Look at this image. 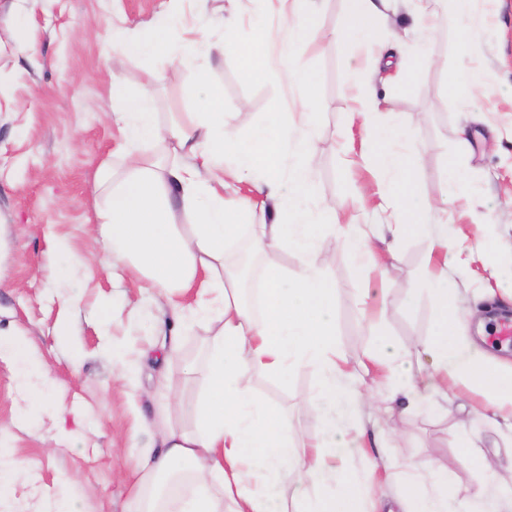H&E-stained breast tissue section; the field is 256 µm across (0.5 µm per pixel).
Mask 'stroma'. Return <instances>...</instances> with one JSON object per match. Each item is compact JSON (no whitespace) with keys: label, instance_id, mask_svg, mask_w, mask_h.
<instances>
[{"label":"stroma","instance_id":"35a3bbf8","mask_svg":"<svg viewBox=\"0 0 512 512\" xmlns=\"http://www.w3.org/2000/svg\"><path fill=\"white\" fill-rule=\"evenodd\" d=\"M227 0H0V32L23 25L26 42L0 41V76L11 85L0 98V342L25 336L46 362L55 380L45 387L27 424L23 371L9 357L0 358V427L12 431L10 455L25 463L31 480L17 485L16 501L36 512L43 491L78 500L83 512H127L131 487L126 477L137 464L131 443L146 444L147 423L155 416L154 385L162 364L156 355L144 360L135 388L112 382L109 337L132 339L136 347L154 343L156 307L145 306L140 277L114 281L104 270L100 248L89 231L101 203L94 190L104 162L120 165V135L104 115L112 111L108 86L119 79L123 91L154 90L160 123L172 113L199 109L198 71L167 68L155 83V59L122 55L110 32L121 26L148 40L156 26L197 25L207 37L225 31L219 22ZM278 0H236L239 16L233 41L252 45L267 36L283 39ZM438 27L427 44L433 65L415 68L420 33L407 0H399L390 17L405 34L397 58L413 77L408 86L376 85L382 118L405 121L410 138L405 152L416 161L417 189L431 202L443 200L449 165L468 175L458 200L448 204V221L457 230L448 263V281L460 308L470 310L468 328L489 323L488 352L512 363V348L501 349L496 331L512 318V301L501 298L500 260L512 256V0H478L471 23L482 46L481 66L487 91L477 99L448 96L446 86L459 69L457 32L449 0H430ZM345 0H320L318 20L325 37L313 49L293 55L296 66L314 73L318 98L314 108L319 130L314 184L319 203L356 214L359 235L375 259L390 257L387 274L358 269L332 235L319 241L317 255L329 258L325 274L335 290L336 342L352 367H359L374 344L362 311L371 300L367 289L385 291L388 313L384 329L406 344L427 335L433 309L419 272L430 250L423 238L394 239L388 214L380 209L376 177L358 165L365 132L352 117V87L370 74L369 60L334 40L345 23ZM243 60L235 51L211 59L208 80L219 88L224 110L239 138L280 112H292L301 91L288 73L273 65L261 78L244 79ZM471 139L467 156L457 152V137ZM64 250H56L55 242ZM65 287H55L57 277ZM144 312L141 322L126 319L131 308ZM114 321H106V313ZM67 335H60V327ZM317 385L313 369L300 368L287 378H257L260 397L280 405L289 433L316 434L323 419L308 408ZM433 413L407 412L397 397L383 425L389 434L380 446H367L350 466L364 476V498L392 506L400 482L387 479L384 467L421 465L452 467L450 489L456 499L471 495L483 482L512 489V429L492 422L480 392L449 387L434 397ZM466 430L482 459L462 456L459 430Z\"/></svg>","mask_w":512,"mask_h":512}]
</instances>
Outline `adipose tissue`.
Listing matches in <instances>:
<instances>
[{
	"label": "adipose tissue",
	"instance_id": "obj_1",
	"mask_svg": "<svg viewBox=\"0 0 512 512\" xmlns=\"http://www.w3.org/2000/svg\"><path fill=\"white\" fill-rule=\"evenodd\" d=\"M317 2L292 0L278 51L305 96L294 112L281 115L277 125L257 128L249 139L231 135L223 97L214 87L203 86L192 117L165 126L153 110L151 90L126 97L119 82L111 84L121 105L108 120L122 133L126 149L122 171L96 183L104 203L96 211L93 239L105 269L145 278L179 325L161 344L168 358L180 361L158 377L163 395L157 413L165 426L137 451L140 466L129 476L128 512H289L292 503L296 512H362L349 463L363 453L362 416L376 399L361 389L336 343L334 290L316 251L328 233L359 266L367 265L371 252L335 211L310 206L317 78L293 67L292 56L298 47L319 42ZM345 2L348 21L338 39L383 61L380 27L389 0ZM112 37L125 54L183 66L224 55L223 40L205 38L196 28L185 30L177 52L165 29L150 41L124 29ZM356 101L366 131L362 156L385 179L394 236L415 233L431 240L426 293L435 310L433 331L414 347L378 334L369 362L391 394L406 393L416 408H431L433 394L464 384L482 392L495 416L512 419V364L495 361L461 329L447 275L453 229L436 221L437 206L416 193L413 163L397 148L407 129L377 122L371 84L360 87ZM145 145L163 147L168 163L150 161L141 151ZM255 206L263 220L240 224L238 215ZM180 214L191 217V225L177 224ZM242 238L256 256L289 247L301 257L292 271L266 267L255 306L243 301L245 286L227 257ZM200 322L210 324L212 334L199 364L182 359L180 331ZM415 351L430 357V369L412 371L409 357ZM300 367L317 373L311 408L339 410L306 439L289 435L283 413L254 389L256 376H282ZM188 380L201 385L190 429L174 420L177 402L170 395L176 383ZM11 441L10 431L0 428V512H10L14 485L29 478L7 453ZM448 477V471L424 469L406 480L405 512H503L500 497L484 488L465 500L449 498L443 490Z\"/></svg>",
	"mask_w": 512,
	"mask_h": 512
}]
</instances>
